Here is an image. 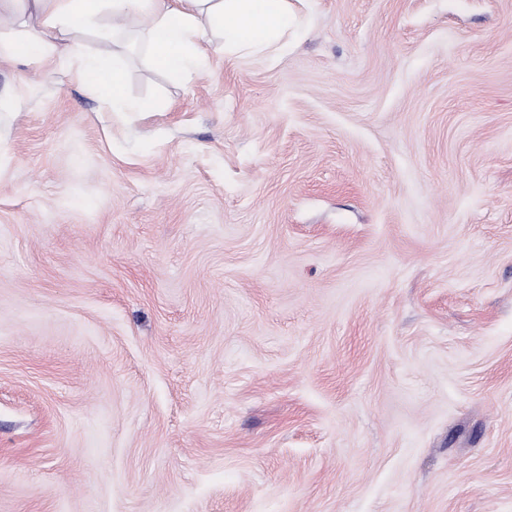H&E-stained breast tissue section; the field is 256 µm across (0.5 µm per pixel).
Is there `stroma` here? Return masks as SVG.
I'll list each match as a JSON object with an SVG mask.
<instances>
[{
	"mask_svg": "<svg viewBox=\"0 0 512 512\" xmlns=\"http://www.w3.org/2000/svg\"><path fill=\"white\" fill-rule=\"evenodd\" d=\"M300 14L0 65V512H512V0Z\"/></svg>",
	"mask_w": 512,
	"mask_h": 512,
	"instance_id": "obj_1",
	"label": "stroma"
}]
</instances>
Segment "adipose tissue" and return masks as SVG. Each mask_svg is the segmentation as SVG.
<instances>
[{"label": "adipose tissue", "mask_w": 512, "mask_h": 512, "mask_svg": "<svg viewBox=\"0 0 512 512\" xmlns=\"http://www.w3.org/2000/svg\"><path fill=\"white\" fill-rule=\"evenodd\" d=\"M21 12L27 32L0 37V64L65 68L71 80L98 94L119 117L156 109L153 101L133 100L126 93L120 52L131 44L129 26H145L152 63L182 77L208 63L207 30L242 52L280 53L288 47L289 29L298 23L289 0H0V17ZM90 38L107 44V51H88Z\"/></svg>", "instance_id": "adipose-tissue-1"}]
</instances>
